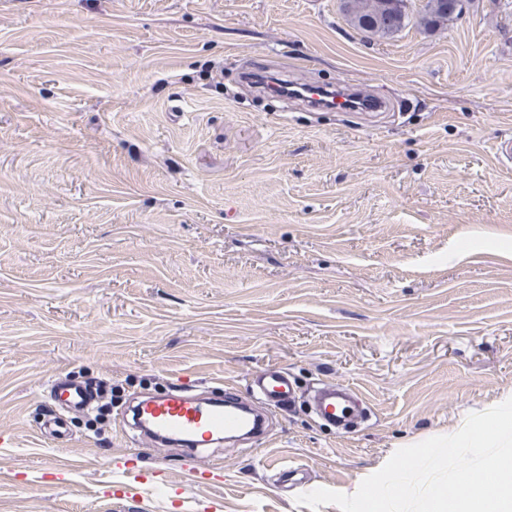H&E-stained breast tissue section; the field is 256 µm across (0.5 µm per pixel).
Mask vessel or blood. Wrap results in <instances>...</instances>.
Returning a JSON list of instances; mask_svg holds the SVG:
<instances>
[{"mask_svg":"<svg viewBox=\"0 0 512 512\" xmlns=\"http://www.w3.org/2000/svg\"><path fill=\"white\" fill-rule=\"evenodd\" d=\"M252 393L267 405L284 409L297 399V387L287 372L270 365L253 375ZM47 399L51 410L43 423V431L57 445H68L71 435L64 425L67 413L84 411L91 396L84 384L58 377L51 381ZM314 418L321 425L343 431L348 423L366 408L359 394L344 383H324L308 400ZM244 401L234 392L225 391L215 399H204L194 385L178 383L169 391L141 400L133 409V425L155 447L184 448L185 461H194L198 449L226 439L258 436L264 422L259 415L245 411ZM123 476L132 482L138 495H146L163 476L161 470H144L135 459L125 460Z\"/></svg>","mask_w":512,"mask_h":512,"instance_id":"obj_1","label":"vessel or blood"}]
</instances>
